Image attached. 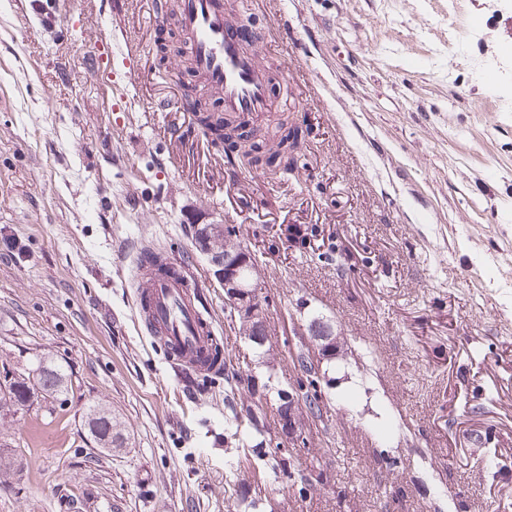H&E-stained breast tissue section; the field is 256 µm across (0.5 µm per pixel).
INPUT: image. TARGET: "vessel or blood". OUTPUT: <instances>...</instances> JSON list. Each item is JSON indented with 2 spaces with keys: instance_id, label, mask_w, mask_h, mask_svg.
Here are the masks:
<instances>
[{
  "instance_id": "obj_1",
  "label": "vessel or blood",
  "mask_w": 512,
  "mask_h": 512,
  "mask_svg": "<svg viewBox=\"0 0 512 512\" xmlns=\"http://www.w3.org/2000/svg\"><path fill=\"white\" fill-rule=\"evenodd\" d=\"M177 30L192 70L194 97L216 94L230 119L261 123L277 110L286 77L262 64L259 51L287 32V20L258 30L234 16L227 0H179ZM137 280V317L158 338L170 365L192 377L222 376L231 355L214 352L204 295L195 289L188 267L144 248L137 256Z\"/></svg>"
}]
</instances>
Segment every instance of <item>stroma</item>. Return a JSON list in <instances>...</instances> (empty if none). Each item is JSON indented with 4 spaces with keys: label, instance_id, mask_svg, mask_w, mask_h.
Returning <instances> with one entry per match:
<instances>
[{
    "label": "stroma",
    "instance_id": "35a3bbf8",
    "mask_svg": "<svg viewBox=\"0 0 512 512\" xmlns=\"http://www.w3.org/2000/svg\"><path fill=\"white\" fill-rule=\"evenodd\" d=\"M151 3L116 18L101 0H0V373L35 386L52 359L71 381L0 407V512H230L228 456L260 512H512V12L465 0L479 35L452 54L448 0H233L256 27L288 17L261 56L288 76L300 149L262 173L159 109L187 79L156 52L171 28L144 29ZM203 224L238 226L260 257L280 380L319 315L336 389L356 394L328 424L297 416L284 444L303 480L281 490L257 449L225 448L223 382L188 398L134 323L150 243L191 265L215 335L253 368ZM282 224L314 226L312 251L271 248ZM94 404L121 447L89 434Z\"/></svg>",
    "mask_w": 512,
    "mask_h": 512
}]
</instances>
